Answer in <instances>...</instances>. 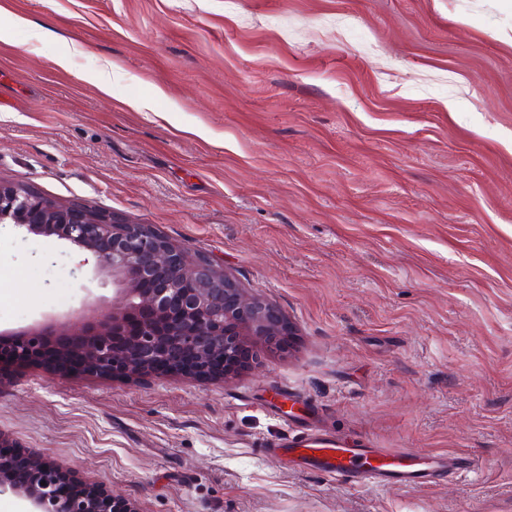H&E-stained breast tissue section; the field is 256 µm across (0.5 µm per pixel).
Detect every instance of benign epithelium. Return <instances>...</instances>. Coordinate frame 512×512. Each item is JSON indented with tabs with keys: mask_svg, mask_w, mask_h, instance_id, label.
Listing matches in <instances>:
<instances>
[{
	"mask_svg": "<svg viewBox=\"0 0 512 512\" xmlns=\"http://www.w3.org/2000/svg\"><path fill=\"white\" fill-rule=\"evenodd\" d=\"M0 224L22 234L55 236L90 252L97 267L112 272L123 312L90 325L84 339L68 341L56 353L66 365L79 358L89 372L130 376L157 370L199 376L234 375L247 344L267 343L286 328L284 315L262 297L240 288L205 257H189L143 224L80 204H62L29 188L0 182ZM185 280L195 287H182ZM140 320L134 340L119 339L126 322ZM10 360L25 362L43 351L40 333L20 331L7 343ZM19 483L12 458L0 455V493L20 497L28 512H135L131 503L97 485L86 496L67 498L56 488L67 479L49 461H27Z\"/></svg>",
	"mask_w": 512,
	"mask_h": 512,
	"instance_id": "benign-epithelium-1",
	"label": "benign epithelium"
}]
</instances>
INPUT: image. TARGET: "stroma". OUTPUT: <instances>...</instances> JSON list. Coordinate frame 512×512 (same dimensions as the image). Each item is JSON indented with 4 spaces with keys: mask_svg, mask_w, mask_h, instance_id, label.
<instances>
[{
    "mask_svg": "<svg viewBox=\"0 0 512 512\" xmlns=\"http://www.w3.org/2000/svg\"><path fill=\"white\" fill-rule=\"evenodd\" d=\"M15 15L0 181L149 225L293 333L225 379L2 367L0 435L136 512H512V0ZM112 306L84 252L0 224V333L55 344ZM310 428L476 465L354 485L266 452Z\"/></svg>",
    "mask_w": 512,
    "mask_h": 512,
    "instance_id": "obj_1",
    "label": "stroma"
}]
</instances>
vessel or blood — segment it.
Returning <instances> with one entry per match:
<instances>
[{"instance_id":"1","label":"vessel or blood","mask_w":512,"mask_h":512,"mask_svg":"<svg viewBox=\"0 0 512 512\" xmlns=\"http://www.w3.org/2000/svg\"><path fill=\"white\" fill-rule=\"evenodd\" d=\"M270 450L287 454L301 468L357 484L413 486L474 466L472 459L462 456H410L400 450L361 447L337 435L314 433L273 443Z\"/></svg>"}]
</instances>
